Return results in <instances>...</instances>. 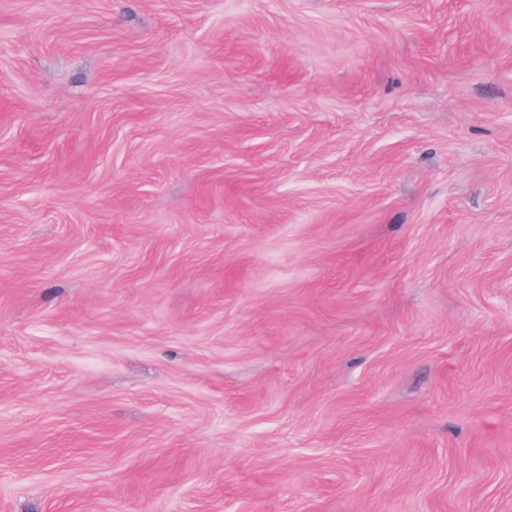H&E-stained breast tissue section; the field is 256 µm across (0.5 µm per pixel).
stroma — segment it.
Instances as JSON below:
<instances>
[{"label": "stroma", "mask_w": 512, "mask_h": 512, "mask_svg": "<svg viewBox=\"0 0 512 512\" xmlns=\"http://www.w3.org/2000/svg\"><path fill=\"white\" fill-rule=\"evenodd\" d=\"M0 512H512V0H0Z\"/></svg>", "instance_id": "35a3bbf8"}]
</instances>
